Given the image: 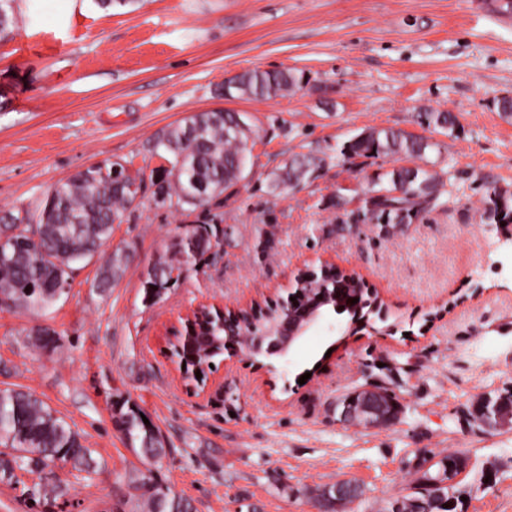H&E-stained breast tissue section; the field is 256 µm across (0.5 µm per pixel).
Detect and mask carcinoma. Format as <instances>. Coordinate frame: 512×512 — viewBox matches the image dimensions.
I'll use <instances>...</instances> for the list:
<instances>
[{
  "mask_svg": "<svg viewBox=\"0 0 512 512\" xmlns=\"http://www.w3.org/2000/svg\"><path fill=\"white\" fill-rule=\"evenodd\" d=\"M14 0H0V41L10 35V13ZM302 87L301 79L291 69H252L236 74L224 86V97L273 99ZM424 118L442 128L453 129L456 116L452 112H426ZM240 113L233 110L206 111L184 118L162 132L153 150L163 152L169 163L150 175L151 200L157 208H179L194 211L203 204L224 206V194H233L244 179L251 149L247 142L253 130L238 129ZM437 144L413 136L401 129L371 128L346 142L340 150L345 160L356 157H386L396 163L390 170L369 182L370 206L363 219L377 224H405L412 216L430 206L440 205L442 175L420 165L406 167L400 161L428 162L427 153ZM323 164V158L295 154L275 173L278 186L292 188L310 178ZM126 165L108 161L97 168L87 167L50 187L38 206L24 214L0 213V223L13 231L3 256L0 257V305L38 314L47 310L62 295L73 265L104 252L112 237V224L123 223L130 210L131 192L126 189L129 177ZM206 198H200V195ZM483 224H512V191L490 185L486 188L482 208L478 212ZM221 213H208L203 223L205 236H197L198 228L179 233L172 243L173 256L155 263L147 272L142 287L145 299L154 301L169 289L167 273L189 271L209 260L214 248L224 242L220 227ZM39 237L33 241V237ZM127 267V256L120 250L108 255L101 265L97 287L110 288L119 281ZM365 304L360 313L381 322L383 304L377 297L364 293ZM279 303L258 309V327L272 328L278 321ZM34 345L48 350L55 344L54 334L33 328L29 333ZM191 351L203 364L214 363L224 354V346L215 345L209 337L194 338ZM116 426L125 444L144 464L158 466L167 455L159 429L143 422V409L125 400L116 404ZM460 456L443 455L435 472L418 468L422 474L410 486V492L387 503L383 512H417L426 504L430 512H458L462 498L471 496L459 482L438 489L434 481L446 474L448 466L457 467ZM57 462L71 465L79 474H93L97 463L82 436L37 396L29 391L0 390V482L19 484L16 471L37 473L42 482L23 486L22 495L36 504L50 496L63 495L53 482V466ZM127 499L117 503L115 512H193L191 501L154 476L137 471L129 477Z\"/></svg>",
  "mask_w": 512,
  "mask_h": 512,
  "instance_id": "obj_1",
  "label": "carcinoma"
}]
</instances>
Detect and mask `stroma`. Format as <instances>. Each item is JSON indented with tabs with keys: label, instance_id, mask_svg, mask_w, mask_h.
<instances>
[{
	"label": "stroma",
	"instance_id": "35a3bbf8",
	"mask_svg": "<svg viewBox=\"0 0 512 512\" xmlns=\"http://www.w3.org/2000/svg\"><path fill=\"white\" fill-rule=\"evenodd\" d=\"M291 68L301 90L271 100L224 99L248 69ZM512 92V24L475 15L470 0H16L0 41V211L34 209L79 169L126 161L151 174V139L186 115L224 108L254 130L255 164L224 202L233 231L219 257L156 302L143 277L202 210L132 207L110 249L130 263L109 290L92 257L66 293L33 315L0 306V389L33 392L92 448L99 471L58 469L64 494L37 512H107L142 463L115 425L114 404L136 402L159 428L167 456L157 476L196 512H317L311 492L341 479L364 489L347 512H380L408 492L422 455L457 451L465 512H512V428L487 432L470 416L512 387V290L496 267L500 234L475 213L489 184L512 186V118L494 99ZM452 112L454 130L421 122ZM437 143L428 155L460 202L395 233L359 223L365 188L387 158L337 157L368 128ZM326 164L294 189L272 185L288 157ZM356 273L381 299L392 329L343 344L319 334L288 370L256 368L225 351L187 392L164 355L165 331L188 308L250 309L286 298L295 275L322 262ZM56 333L38 352L28 333ZM391 391L398 420L353 429L336 403L362 387ZM496 468L492 487L478 488Z\"/></svg>",
	"mask_w": 512,
	"mask_h": 512
}]
</instances>
